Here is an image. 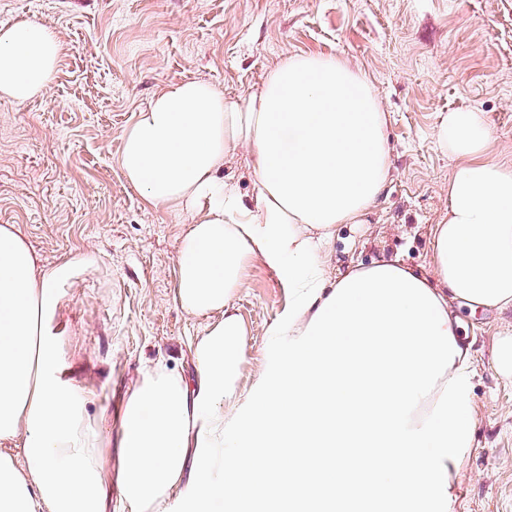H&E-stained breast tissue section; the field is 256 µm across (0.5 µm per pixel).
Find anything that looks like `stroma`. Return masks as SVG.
<instances>
[{
    "label": "stroma",
    "mask_w": 512,
    "mask_h": 512,
    "mask_svg": "<svg viewBox=\"0 0 512 512\" xmlns=\"http://www.w3.org/2000/svg\"><path fill=\"white\" fill-rule=\"evenodd\" d=\"M23 18L54 29L62 54L42 98L0 99V225H14L43 264H74L55 325L74 386L94 395L84 413L102 429L112 480L120 412L144 368L162 361L192 375L191 346L208 325L176 300L188 217L147 207L119 167L124 132L155 95L200 79L239 98L307 52L367 76L388 117L391 176L365 223L337 225L330 282L382 258L429 273L456 165L437 141L448 113H485L491 156L512 164V0H0V24ZM234 304L247 392L279 352L267 329L288 293L256 259ZM453 311L473 343L476 407L455 512H512V380L495 360L512 309Z\"/></svg>",
    "instance_id": "obj_1"
}]
</instances>
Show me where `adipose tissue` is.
<instances>
[{
    "label": "adipose tissue",
    "mask_w": 512,
    "mask_h": 512,
    "mask_svg": "<svg viewBox=\"0 0 512 512\" xmlns=\"http://www.w3.org/2000/svg\"><path fill=\"white\" fill-rule=\"evenodd\" d=\"M61 53L46 25L1 24L0 98L43 96ZM386 125L368 78L323 53L283 58L237 100L187 80L136 113L120 169L146 205L190 214L176 297L209 324L193 377L155 364L125 404L128 512H228L252 496L274 512L324 499L334 512H455L474 369L449 304L512 308V165L490 156L484 113H448L437 140L457 164L432 275L382 259L327 284L336 226L363 223L389 180ZM239 153L247 198L222 175ZM254 259L290 302L268 330L283 352L246 394L234 297ZM71 271L0 225V512H106L102 434L53 327Z\"/></svg>",
    "instance_id": "ef3b65f1"
}]
</instances>
